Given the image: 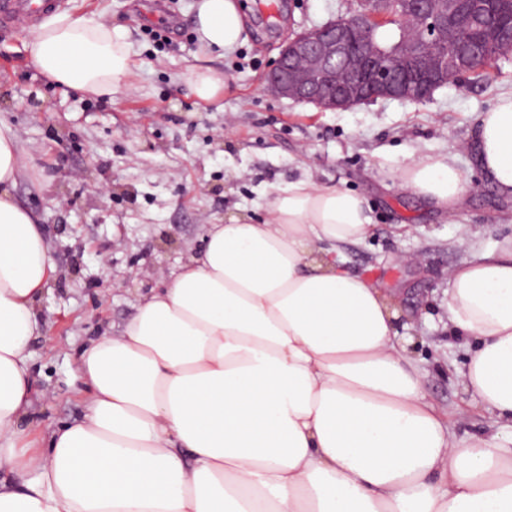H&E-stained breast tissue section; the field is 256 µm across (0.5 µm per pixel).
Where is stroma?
Masks as SVG:
<instances>
[{
    "label": "stroma",
    "instance_id": "35a3bbf8",
    "mask_svg": "<svg viewBox=\"0 0 512 512\" xmlns=\"http://www.w3.org/2000/svg\"><path fill=\"white\" fill-rule=\"evenodd\" d=\"M194 0H62L70 14L126 26L137 62L129 90L93 98L44 78L24 50L27 30L0 25V118L16 130L26 167L16 186L50 241L59 274L43 302L47 335L33 344L32 372L45 396L41 429L84 410L79 356L118 333L139 296L202 247L204 225L253 209L263 192L304 176L364 194L373 234L344 246L345 266L407 291L427 307L413 335L429 399L451 412L469 401L455 380L463 351L450 346L447 272L476 247L512 236V200L483 181L468 140L478 116L512 92V58L490 80L437 89L423 102L377 100L342 111L281 99L265 77L293 33L346 14L355 0H292L266 23L259 0H241L248 39L212 60L224 93L206 102L185 76L196 60ZM452 155L465 202L448 215L398 187L392 169L413 155Z\"/></svg>",
    "mask_w": 512,
    "mask_h": 512
}]
</instances>
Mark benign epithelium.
<instances>
[{"label": "benign epithelium", "instance_id": "obj_1", "mask_svg": "<svg viewBox=\"0 0 512 512\" xmlns=\"http://www.w3.org/2000/svg\"><path fill=\"white\" fill-rule=\"evenodd\" d=\"M394 17L352 11L288 39L268 72L274 95L322 111L392 99L423 102L435 90L458 83L472 63L498 59L475 55V41L463 29L478 23L481 33L512 46V19L504 21L500 0H396ZM397 20L399 36L388 48L368 50L361 35L376 23Z\"/></svg>", "mask_w": 512, "mask_h": 512}]
</instances>
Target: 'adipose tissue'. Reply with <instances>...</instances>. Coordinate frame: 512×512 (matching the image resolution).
Returning <instances> with one entry per match:
<instances>
[{"instance_id":"ef3b65f1","label":"adipose tissue","mask_w":512,"mask_h":512,"mask_svg":"<svg viewBox=\"0 0 512 512\" xmlns=\"http://www.w3.org/2000/svg\"><path fill=\"white\" fill-rule=\"evenodd\" d=\"M202 55L247 37L239 0H195ZM82 94L129 88L121 25L62 12L24 45ZM484 178L512 198V93L477 122ZM25 158L0 120V512H512V436L458 441L401 332V292L349 273L370 232L362 194L301 179L259 217L209 225L199 255L143 296L120 334L84 348L83 415L33 441L31 341L57 275L15 196ZM401 188L457 210L454 158L411 157ZM448 334L475 405L512 421V237L448 271Z\"/></svg>"}]
</instances>
